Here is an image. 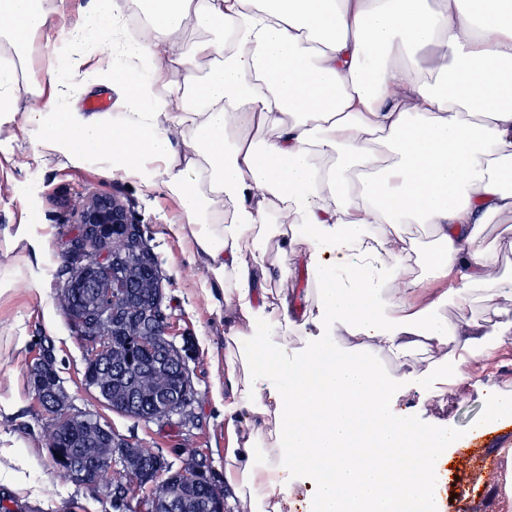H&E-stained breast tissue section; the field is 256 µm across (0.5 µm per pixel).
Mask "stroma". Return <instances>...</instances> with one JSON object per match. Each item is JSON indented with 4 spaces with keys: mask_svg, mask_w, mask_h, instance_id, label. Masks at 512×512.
<instances>
[{
    "mask_svg": "<svg viewBox=\"0 0 512 512\" xmlns=\"http://www.w3.org/2000/svg\"><path fill=\"white\" fill-rule=\"evenodd\" d=\"M11 155L0 152V238L25 229L41 243L37 273L41 293L28 289V273L0 257V448L22 455L27 487L16 491L7 477L11 462L0 467V497L20 512H119L109 493L111 475L97 483L62 482L43 434L50 415L36 399L29 368L41 339L54 345L55 368L68 394L72 414L93 412L118 437L162 454L173 469L194 452L207 459L214 474L224 473V299L205 286L204 268L174 223V204L165 193L142 195L130 181L95 167L72 168L42 163L32 137L17 132ZM95 193L118 197L135 223L145 230L147 245L163 277V309L177 346H188L187 365L199 399L186 415L145 421L100 404L84 382L88 352L56 300L57 287L71 239L77 234L76 207ZM467 380L447 385L404 387L397 407L415 425L456 435L460 448L451 452L447 471L438 472L430 492L444 512H501L495 492L477 481L480 472L499 467L497 449L512 446V426L480 430L478 423L495 399L512 398V343L492 354L468 358Z\"/></svg>",
    "mask_w": 512,
    "mask_h": 512,
    "instance_id": "1",
    "label": "stroma"
}]
</instances>
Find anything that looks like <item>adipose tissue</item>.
Instances as JSON below:
<instances>
[{"mask_svg": "<svg viewBox=\"0 0 512 512\" xmlns=\"http://www.w3.org/2000/svg\"><path fill=\"white\" fill-rule=\"evenodd\" d=\"M51 13L0 0V136L23 130L43 161L97 163L174 200L229 324L224 512H297L301 484L315 512H441L428 473L452 440L395 395L430 377L418 352L504 339L442 310L512 296L483 236L512 216V0H99L67 28ZM91 37L95 69L73 56L47 89L23 82L34 42ZM93 72L115 111H75ZM410 224L432 251L412 256ZM429 279L446 287L416 305Z\"/></svg>", "mask_w": 512, "mask_h": 512, "instance_id": "obj_1", "label": "adipose tissue"}]
</instances>
